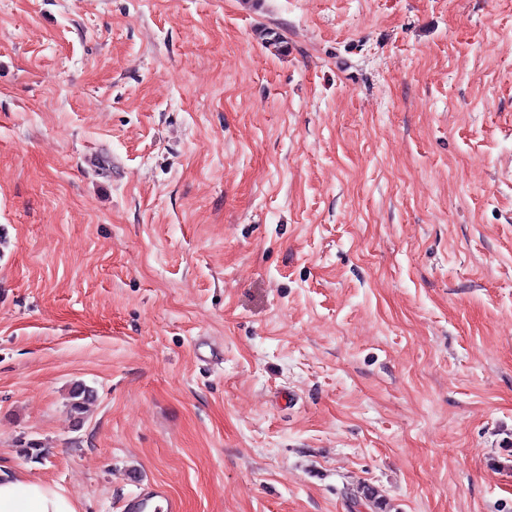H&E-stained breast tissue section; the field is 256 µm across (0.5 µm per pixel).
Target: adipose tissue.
I'll return each mask as SVG.
<instances>
[{
	"mask_svg": "<svg viewBox=\"0 0 512 512\" xmlns=\"http://www.w3.org/2000/svg\"><path fill=\"white\" fill-rule=\"evenodd\" d=\"M0 512H76L56 489L16 474L0 472Z\"/></svg>",
	"mask_w": 512,
	"mask_h": 512,
	"instance_id": "ef3b65f1",
	"label": "adipose tissue"
}]
</instances>
